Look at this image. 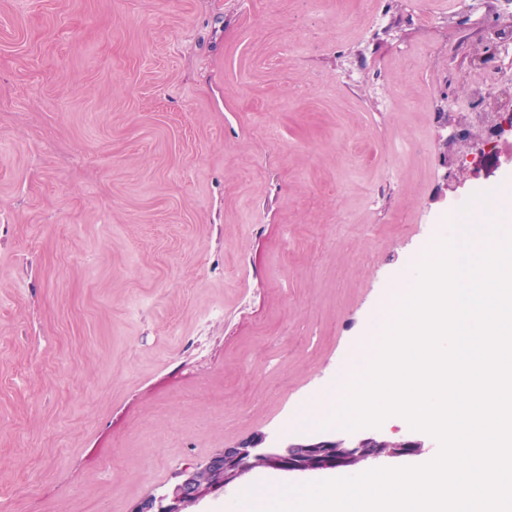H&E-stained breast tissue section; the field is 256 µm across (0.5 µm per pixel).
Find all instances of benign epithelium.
Listing matches in <instances>:
<instances>
[{"mask_svg": "<svg viewBox=\"0 0 512 512\" xmlns=\"http://www.w3.org/2000/svg\"><path fill=\"white\" fill-rule=\"evenodd\" d=\"M499 55L494 44L477 43L468 64L482 66ZM443 157L455 160L477 147L479 139L470 133L455 132L439 139ZM423 443L365 432L345 438L339 435H313L286 446L264 444V439L248 440L226 447L206 462L187 468L179 480L159 495H151L134 505L131 512H189L207 497L220 494L250 474L271 469L285 474H306L331 470L356 471L383 458L417 454Z\"/></svg>", "mask_w": 512, "mask_h": 512, "instance_id": "obj_1", "label": "benign epithelium"}]
</instances>
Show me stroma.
<instances>
[{
	"label": "stroma",
	"mask_w": 512,
	"mask_h": 512,
	"mask_svg": "<svg viewBox=\"0 0 512 512\" xmlns=\"http://www.w3.org/2000/svg\"><path fill=\"white\" fill-rule=\"evenodd\" d=\"M486 0H0V505L131 512L289 417L452 202L441 114ZM436 54L420 58L427 48ZM453 82H444V71ZM379 430L422 441L400 415Z\"/></svg>",
	"instance_id": "1"
}]
</instances>
